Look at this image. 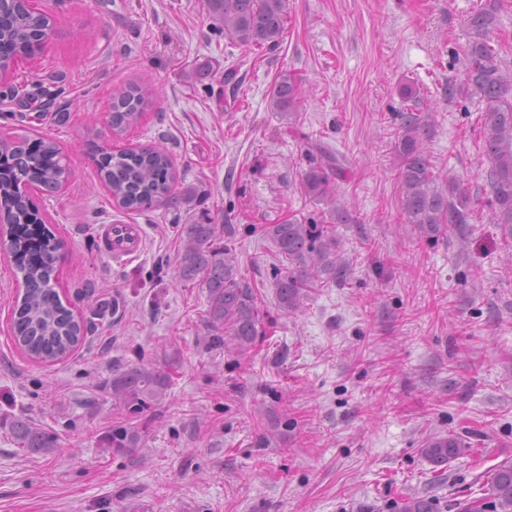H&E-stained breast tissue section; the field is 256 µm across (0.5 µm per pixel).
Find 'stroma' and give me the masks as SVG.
<instances>
[{
  "instance_id": "1",
  "label": "stroma",
  "mask_w": 512,
  "mask_h": 512,
  "mask_svg": "<svg viewBox=\"0 0 512 512\" xmlns=\"http://www.w3.org/2000/svg\"><path fill=\"white\" fill-rule=\"evenodd\" d=\"M476 3L287 0L280 44L242 47L208 0H32L51 35L8 76L0 136L61 148V189L30 195L64 243L53 287L90 330L53 363L21 353L11 317L22 282L0 241V512H394L408 496L484 495L487 472L512 458V241L480 177L477 106L448 96ZM284 74L298 85L295 114L270 106ZM129 84L154 95L116 138L112 95ZM408 86L435 112L423 146L436 172L479 196L460 229L427 235L402 219ZM317 142L352 162L337 180L353 216L336 227L349 274L289 314L260 227L326 219L301 186ZM99 144L163 146L177 198L120 208L95 173ZM113 224L131 228L133 248L113 246ZM187 224L229 236L255 289L248 349L217 341L205 289L177 277ZM127 364L171 379L134 418L110 388ZM18 416L57 449L21 448ZM129 422L140 448L112 453L107 434ZM448 436L471 450L438 471L421 450Z\"/></svg>"
}]
</instances>
